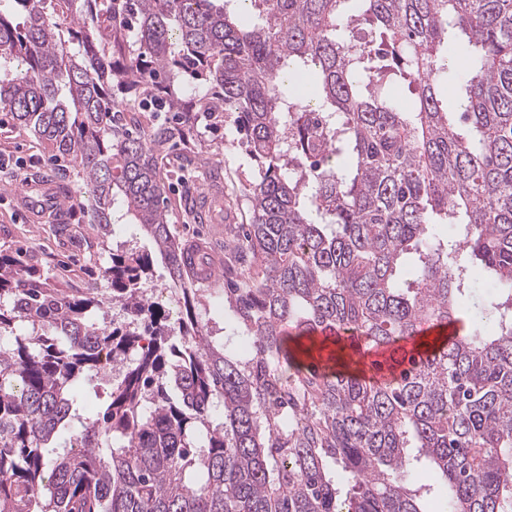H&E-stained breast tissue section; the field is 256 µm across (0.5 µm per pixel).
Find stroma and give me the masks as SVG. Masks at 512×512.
Wrapping results in <instances>:
<instances>
[{"label": "stroma", "instance_id": "stroma-1", "mask_svg": "<svg viewBox=\"0 0 512 512\" xmlns=\"http://www.w3.org/2000/svg\"><path fill=\"white\" fill-rule=\"evenodd\" d=\"M232 123L224 125V197L236 200L238 223L248 221L245 203L239 202L240 188L249 178L255 162L244 144L237 142ZM53 175L62 186L67 202V220L57 224L47 221L30 224L20 220L8 199L9 188L21 177L34 174ZM206 181L184 175L166 183V200L171 213V229L177 240L205 234L216 250H223L228 237L220 224H196L184 217V198L205 191ZM136 247L149 249L148 240L136 226L113 225L103 234L89 221V212L81 186L72 168L59 167L52 146L30 131L0 125V251L17 252L31 260L57 288L81 291L101 286L111 257L116 250ZM202 324L216 342L232 335L236 318L223 294L208 293L202 310Z\"/></svg>", "mask_w": 512, "mask_h": 512}]
</instances>
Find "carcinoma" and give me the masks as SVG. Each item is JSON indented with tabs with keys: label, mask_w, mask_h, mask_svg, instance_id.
Listing matches in <instances>:
<instances>
[{
	"label": "carcinoma",
	"mask_w": 512,
	"mask_h": 512,
	"mask_svg": "<svg viewBox=\"0 0 512 512\" xmlns=\"http://www.w3.org/2000/svg\"><path fill=\"white\" fill-rule=\"evenodd\" d=\"M0 112L73 164L90 223L121 206L174 302L149 253L77 293L0 253V512H422L413 448L448 512H512V0H0ZM231 115L257 163L224 259L243 358L201 326L163 203L179 148L223 175ZM362 350L380 382L334 368ZM118 365L80 418V377ZM170 278L167 270L160 261L154 260L153 269L144 288L147 293L152 294L153 298L160 303H166L168 295H170Z\"/></svg>",
	"instance_id": "1"
}]
</instances>
